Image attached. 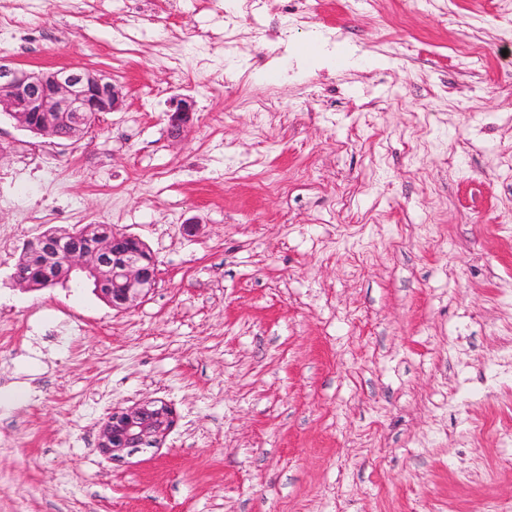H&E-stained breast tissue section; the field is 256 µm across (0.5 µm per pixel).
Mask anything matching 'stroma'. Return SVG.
<instances>
[{
    "instance_id": "stroma-1",
    "label": "stroma",
    "mask_w": 512,
    "mask_h": 512,
    "mask_svg": "<svg viewBox=\"0 0 512 512\" xmlns=\"http://www.w3.org/2000/svg\"><path fill=\"white\" fill-rule=\"evenodd\" d=\"M315 40L354 55L290 54ZM1 53L124 105L70 140L0 113V512L512 503V8L0 0ZM86 224L153 252L137 306L14 284L24 243ZM148 400L162 446L100 453ZM195 101L191 97H179L172 101L167 112L168 132L171 138L180 139L193 122ZM174 423L171 406L162 401L112 410L102 426L97 447L112 460L145 448H158Z\"/></svg>"
}]
</instances>
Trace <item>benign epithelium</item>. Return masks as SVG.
Returning <instances> with one entry per match:
<instances>
[{"mask_svg": "<svg viewBox=\"0 0 512 512\" xmlns=\"http://www.w3.org/2000/svg\"><path fill=\"white\" fill-rule=\"evenodd\" d=\"M123 97L105 75L88 68H61L36 73L0 56V112L31 133L55 137L69 129L73 139L90 127L99 114L122 109ZM42 115L32 123L29 115ZM195 101L179 97L167 112L168 132L180 139L193 122ZM129 235H89L67 232L53 239L37 237L42 248L39 275L47 286L61 281L59 270L84 274L97 286L96 293L114 308L128 309L149 295L157 285L155 260L139 251H123L118 245ZM175 423L167 403L149 401L112 411L102 426L99 451L119 459L145 448H158Z\"/></svg>", "mask_w": 512, "mask_h": 512, "instance_id": "obj_1", "label": "benign epithelium"}]
</instances>
